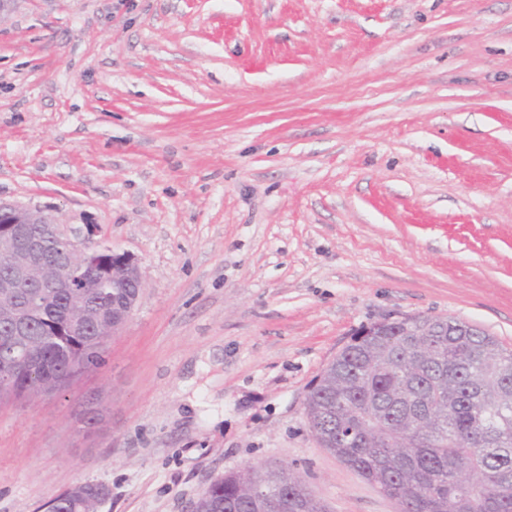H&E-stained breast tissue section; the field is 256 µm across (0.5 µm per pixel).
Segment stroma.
Here are the masks:
<instances>
[{
  "mask_svg": "<svg viewBox=\"0 0 512 512\" xmlns=\"http://www.w3.org/2000/svg\"><path fill=\"white\" fill-rule=\"evenodd\" d=\"M0 198L146 277L101 366L0 398V512L85 481L104 512H190L270 464L328 512H400L306 397L383 319L512 349V0H17Z\"/></svg>",
  "mask_w": 512,
  "mask_h": 512,
  "instance_id": "35a3bbf8",
  "label": "stroma"
}]
</instances>
